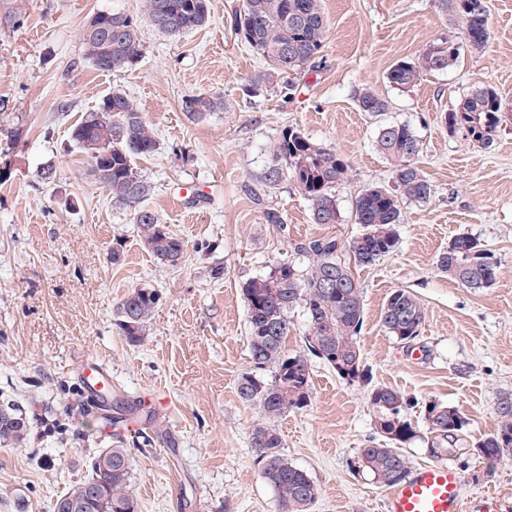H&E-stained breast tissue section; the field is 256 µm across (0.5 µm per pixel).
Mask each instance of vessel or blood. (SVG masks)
<instances>
[{
	"instance_id": "b4317fda",
	"label": "vessel or blood",
	"mask_w": 512,
	"mask_h": 512,
	"mask_svg": "<svg viewBox=\"0 0 512 512\" xmlns=\"http://www.w3.org/2000/svg\"><path fill=\"white\" fill-rule=\"evenodd\" d=\"M79 377L85 394L95 402L110 401L112 371L98 358L83 360ZM463 479L452 463L434 462L412 469L404 482L388 493L386 512H503L502 494H463Z\"/></svg>"
}]
</instances>
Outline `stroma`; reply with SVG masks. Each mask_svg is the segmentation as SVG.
<instances>
[{
  "label": "stroma",
  "mask_w": 512,
  "mask_h": 512,
  "mask_svg": "<svg viewBox=\"0 0 512 512\" xmlns=\"http://www.w3.org/2000/svg\"><path fill=\"white\" fill-rule=\"evenodd\" d=\"M238 5L210 0L206 25L170 36L151 26L142 0H0V153L15 163L0 184V389L14 391L31 425L26 447H0V512H51L87 476L100 443L65 416L88 403L77 372L86 356L112 369V432L133 459L138 512H278L250 445L261 412L236 391L252 368L242 285L275 261L306 269L302 243L333 237L345 245L363 233L356 195L393 183L375 146L387 123L417 134L415 164L431 197L404 204L392 254L358 266L343 252L363 290L358 345L371 383L344 380L310 358L308 406L276 422L282 453L317 483L312 512H385L386 488L354 469L358 448L377 436L370 387L385 385L403 395L406 418L420 428L426 402L459 409L466 441L449 459L464 493L512 496V456L490 463L470 448L496 429L495 403L512 393V121L480 147L444 120L479 85L512 103V0H489L485 51L463 50L458 65L424 74L405 92L389 84L390 68L451 28L434 0H322L328 31L314 67L293 75L292 89L257 94L245 87L262 63L230 26ZM112 9L137 21L144 44L140 62L119 77L95 70L82 44L90 17ZM363 87L388 110L360 112L354 94ZM115 89L155 131L156 151L134 166L154 185L147 207L187 243L178 268L147 251L129 212L89 177L88 159L71 141L74 125ZM201 93L221 97L223 110L190 118L182 101ZM287 126L349 161L351 180L336 191L337 223H312L292 182L261 183L270 146ZM49 161L56 179L45 184L37 172ZM270 210L280 223L267 222ZM461 233L497 259L493 286L473 290L438 270V255ZM142 285L161 300L145 340L133 344L120 333L117 307ZM396 289L424 308L411 345L380 323ZM427 436L421 428L404 445L411 465L432 462Z\"/></svg>",
  "instance_id": "obj_1"
}]
</instances>
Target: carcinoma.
<instances>
[{
    "label": "carcinoma",
    "instance_id": "obj_1",
    "mask_svg": "<svg viewBox=\"0 0 512 512\" xmlns=\"http://www.w3.org/2000/svg\"><path fill=\"white\" fill-rule=\"evenodd\" d=\"M435 2L456 31L391 68L387 79L402 92L413 88L423 74L454 66L461 56L458 43L478 51L490 39L488 0ZM143 8L152 26L169 35L195 30L209 19L208 0H143ZM232 27L264 62L249 80L247 91L254 93L277 86L292 71L310 67L322 52L327 34L321 0H242L234 11ZM83 45L85 59L96 70L114 77L135 67L144 51L139 28L120 11L94 14L84 28ZM355 98L361 112L375 114L388 108L384 98L366 88L358 90ZM183 109L202 117L223 110L224 100L188 95ZM502 112L497 90L479 86L446 113L445 123L449 132H460L473 144L487 146L494 141ZM71 140L87 154L91 175L112 195L113 204L129 211L155 259L172 267L182 264L187 244L146 208L153 186L133 167L134 158L149 156L157 147L153 128L135 102L118 90L106 95L73 127ZM376 148L393 167L395 188L369 186L355 197V220L365 232L351 240L348 249L360 266L373 265L394 252L402 204L425 202L431 195V184L415 166L420 140L410 125L380 127ZM350 172L348 160L289 126L274 140L260 178L268 188L292 182L309 201L314 223L335 224L339 218L336 187L348 182ZM340 249L334 238L310 240L301 246V252L309 257L305 271L276 261L267 273L243 285L250 357L255 369L270 368L273 376L267 381L246 372L237 380V393L243 402L261 410L262 419L250 432V445L263 478L275 493L279 512H311L319 496V488L307 472L282 454V437L274 425L288 410L306 406L311 394L308 359L285 351V340L292 332L288 313L300 307L306 315V348L312 356L349 382L366 383L369 379L357 343L363 323L362 289L338 257ZM438 268L474 290L489 288L497 280L496 259L476 237L465 233L451 240L440 254ZM159 302V293L150 286L132 289L121 301L117 326L130 342L145 339ZM380 322L399 341L411 343L420 336L425 313L412 293L396 289L382 307ZM369 399L379 440L359 449L358 470L380 486L394 487L410 472L402 446L417 437V430L403 417L407 401L395 389L374 386ZM495 413L497 428L473 443L474 454L490 462L512 455V394L498 399ZM423 418L437 458L448 452L449 445L461 441L468 425L457 408L433 401L425 404ZM30 431L29 419L19 404H0L1 445L22 447L28 443ZM131 474L127 449L118 445L101 448L89 457L88 475L57 498L53 512H137L136 500L129 492Z\"/></svg>",
    "mask_w": 512,
    "mask_h": 512
}]
</instances>
